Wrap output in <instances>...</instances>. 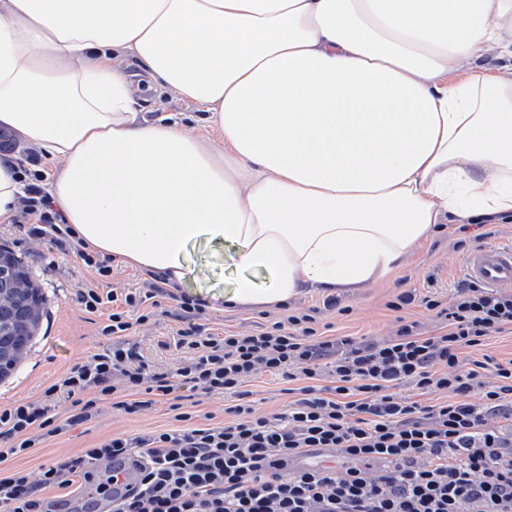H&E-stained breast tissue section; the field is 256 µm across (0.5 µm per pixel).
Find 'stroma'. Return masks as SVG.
Masks as SVG:
<instances>
[{
	"label": "stroma",
	"mask_w": 512,
	"mask_h": 512,
	"mask_svg": "<svg viewBox=\"0 0 512 512\" xmlns=\"http://www.w3.org/2000/svg\"><path fill=\"white\" fill-rule=\"evenodd\" d=\"M152 116L167 115L184 125L193 134L203 131V109L181 100L176 95H155L150 108ZM484 224H438L432 236L423 241L407 263L385 280L354 291L336 294V304L323 308V293L307 290L289 300L293 310L312 305L322 309L318 319L329 325L334 336H366L381 339L390 336L397 318L418 322L428 332H435L439 321L422 306L415 304L394 312L387 304L394 296L409 291L421 298L437 293L441 299L452 296L459 283L466 281L467 256L486 244H512V223L497 227L495 236H488ZM13 249L31 271L46 296L39 330L16 373L0 382V405L18 400L39 398L43 390L62 376L70 366L97 352L109 342L102 336L103 318L91 317L82 311L75 293L91 281L92 276L75 255L48 247H36L24 238L15 225L0 223V246ZM233 267L202 266L197 283L189 286L166 285L160 298L159 311L151 323L137 327L132 337L152 359L170 368L181 353L171 341L180 323L176 318L181 297L206 301V316L215 331L231 330L248 333L280 317V310H230L214 300V293L223 290L234 277ZM172 424L166 405L143 415H127L104 407L94 420L63 435L48 439L41 448L15 460L16 468L38 473L41 465L80 454L83 449L116 434H146Z\"/></svg>",
	"instance_id": "1"
}]
</instances>
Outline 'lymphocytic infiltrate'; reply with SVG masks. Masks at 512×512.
<instances>
[{
  "mask_svg": "<svg viewBox=\"0 0 512 512\" xmlns=\"http://www.w3.org/2000/svg\"><path fill=\"white\" fill-rule=\"evenodd\" d=\"M21 168L23 195L12 224L37 245L72 252L100 283L78 289L89 315L106 313L112 343L74 363L41 397L0 407V512H52L47 491L92 481L100 460L137 456L135 491L112 512H512V358L474 353L512 332V290L470 282L450 300L424 297L441 321L425 334L401 323L373 340L328 336L314 309L251 333L211 332L205 302L183 298L170 370L152 364L127 333L150 322L162 287L110 288V257L88 251L60 221L43 188L38 157ZM270 374L297 384L287 411H259L247 382ZM411 386L410 394L399 391ZM224 395V421L199 413ZM137 414L167 405L176 425L119 434L38 476L9 460L94 419L102 401ZM67 405V417L57 409ZM324 452L342 466L313 464Z\"/></svg>",
  "mask_w": 512,
  "mask_h": 512,
  "instance_id": "obj_1",
  "label": "lymphocytic infiltrate"
}]
</instances>
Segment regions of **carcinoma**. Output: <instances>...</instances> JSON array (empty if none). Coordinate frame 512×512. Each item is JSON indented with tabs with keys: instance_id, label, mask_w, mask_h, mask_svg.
<instances>
[{
	"instance_id": "carcinoma-1",
	"label": "carcinoma",
	"mask_w": 512,
	"mask_h": 512,
	"mask_svg": "<svg viewBox=\"0 0 512 512\" xmlns=\"http://www.w3.org/2000/svg\"><path fill=\"white\" fill-rule=\"evenodd\" d=\"M45 302L44 293L24 263L0 249V348L9 352L5 362H0V381L13 373L31 342L18 336L15 317L22 311L27 313L35 330Z\"/></svg>"
}]
</instances>
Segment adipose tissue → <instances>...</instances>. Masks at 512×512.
Wrapping results in <instances>:
<instances>
[{
  "label": "adipose tissue",
  "instance_id": "ef3b65f1",
  "mask_svg": "<svg viewBox=\"0 0 512 512\" xmlns=\"http://www.w3.org/2000/svg\"><path fill=\"white\" fill-rule=\"evenodd\" d=\"M512 0H0V129L76 237L224 305L362 288L434 225L512 218ZM202 105L217 139L144 99Z\"/></svg>",
  "mask_w": 512,
  "mask_h": 512
}]
</instances>
